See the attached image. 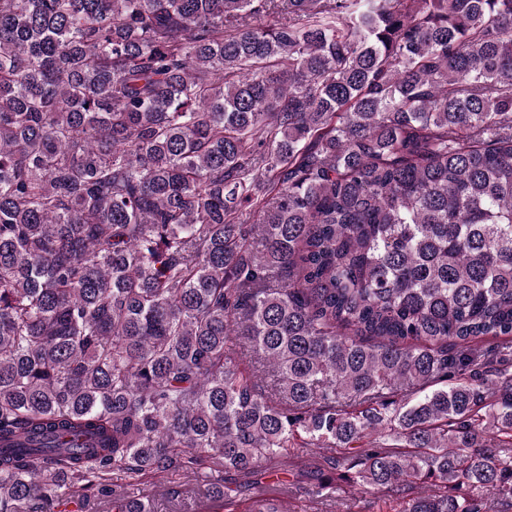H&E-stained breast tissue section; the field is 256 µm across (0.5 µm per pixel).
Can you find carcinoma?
Returning a JSON list of instances; mask_svg holds the SVG:
<instances>
[{
	"label": "carcinoma",
	"instance_id": "obj_1",
	"mask_svg": "<svg viewBox=\"0 0 512 512\" xmlns=\"http://www.w3.org/2000/svg\"><path fill=\"white\" fill-rule=\"evenodd\" d=\"M509 356L512 0H0V512H512ZM330 455L344 456L339 450L326 453L314 448H294L287 459L267 471L270 474L254 478H261L262 483L254 485L257 487L246 486L236 480L238 512H250L252 499L260 488L272 490L279 506L282 509L288 508V512H348L349 507L354 510L352 512H396V503L385 493L362 495L338 479L335 481L336 490L329 497L313 495V481L303 475L316 468L329 473L325 456ZM150 483L145 487V493L152 497L155 512H202L195 510L204 501L200 491L203 487L197 481L169 474L153 477ZM173 486H177L179 497L176 495L171 498L169 492Z\"/></svg>",
	"mask_w": 512,
	"mask_h": 512
}]
</instances>
